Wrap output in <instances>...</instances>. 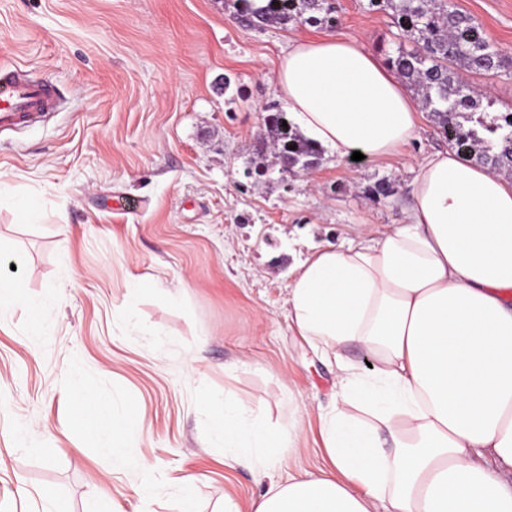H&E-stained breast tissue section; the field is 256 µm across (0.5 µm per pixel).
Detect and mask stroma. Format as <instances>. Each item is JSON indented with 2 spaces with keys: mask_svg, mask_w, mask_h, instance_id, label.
Here are the masks:
<instances>
[{
  "mask_svg": "<svg viewBox=\"0 0 512 512\" xmlns=\"http://www.w3.org/2000/svg\"><path fill=\"white\" fill-rule=\"evenodd\" d=\"M452 2L512 56V0ZM337 6L339 34L394 50L386 13ZM234 12V0H0V63L62 99L0 135V279L14 286L0 308V512H181L188 484L197 512L248 503L265 484L209 440L208 400L226 390L282 434L281 475L327 466L318 410L336 366L289 324L288 286L326 242L403 223L420 165L448 143L425 113L386 159L326 150L307 172L247 176L265 117L285 107L280 56L322 29L249 30ZM384 178L393 195L372 198ZM21 198L38 222H23ZM77 374L137 415L125 444L141 466L99 452L75 411Z\"/></svg>",
  "mask_w": 512,
  "mask_h": 512,
  "instance_id": "35a3bbf8",
  "label": "stroma"
}]
</instances>
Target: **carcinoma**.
<instances>
[{
  "label": "carcinoma",
  "mask_w": 512,
  "mask_h": 512,
  "mask_svg": "<svg viewBox=\"0 0 512 512\" xmlns=\"http://www.w3.org/2000/svg\"><path fill=\"white\" fill-rule=\"evenodd\" d=\"M235 4L236 19L247 28L338 25L336 0H235ZM369 6L386 12L396 28L397 47L386 54L385 64L420 99L448 145L493 173H511L512 111L488 121L474 118L486 113L492 101L469 76L511 81L512 61L470 15L449 0H369ZM283 121L281 112L265 117L267 140L275 144L278 155L295 160L296 170L312 169L322 148L284 127Z\"/></svg>",
  "instance_id": "cac0c4a2"
}]
</instances>
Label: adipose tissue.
I'll return each instance as SVG.
<instances>
[{
	"label": "adipose tissue",
	"mask_w": 512,
	"mask_h": 512,
	"mask_svg": "<svg viewBox=\"0 0 512 512\" xmlns=\"http://www.w3.org/2000/svg\"><path fill=\"white\" fill-rule=\"evenodd\" d=\"M274 85L339 159L379 160L417 134L410 92L359 40L294 38ZM288 318L336 363L335 403L319 415L328 466L275 480L280 436L225 395L211 423L224 462L249 460L270 487L224 512H512V180L455 150L431 155L404 223L299 265ZM353 344L372 371L344 359ZM132 429L116 413L86 431L128 466Z\"/></svg>",
	"instance_id": "obj_1"
}]
</instances>
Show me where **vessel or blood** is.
Returning a JSON list of instances; mask_svg holds the SVG:
<instances>
[{
  "label": "vessel or blood",
  "mask_w": 512,
  "mask_h": 512,
  "mask_svg": "<svg viewBox=\"0 0 512 512\" xmlns=\"http://www.w3.org/2000/svg\"><path fill=\"white\" fill-rule=\"evenodd\" d=\"M57 103L49 81L27 77L17 67H0V133L16 132L40 121Z\"/></svg>",
  "instance_id": "vessel-or-blood-1"
}]
</instances>
